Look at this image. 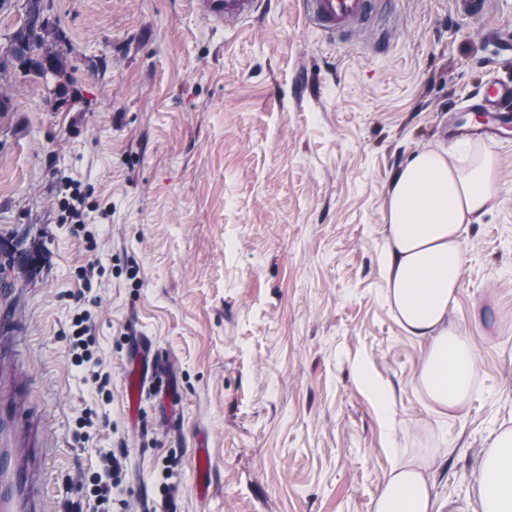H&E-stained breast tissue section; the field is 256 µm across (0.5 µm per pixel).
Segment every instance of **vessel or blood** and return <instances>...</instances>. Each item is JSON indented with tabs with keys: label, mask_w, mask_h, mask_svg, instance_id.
Wrapping results in <instances>:
<instances>
[{
	"label": "vessel or blood",
	"mask_w": 512,
	"mask_h": 512,
	"mask_svg": "<svg viewBox=\"0 0 512 512\" xmlns=\"http://www.w3.org/2000/svg\"><path fill=\"white\" fill-rule=\"evenodd\" d=\"M259 0H204L206 15L232 27L257 12ZM304 19L326 36L346 40L358 31H370L387 0H300ZM512 110V85H485L472 106L473 134L496 137L501 113ZM156 366H140L131 371L128 399L139 406L147 379ZM39 423L29 416L26 423L15 420L9 407L0 405V512H43L38 474ZM194 481L199 493H207L211 464L207 449L193 452Z\"/></svg>",
	"instance_id": "1"
}]
</instances>
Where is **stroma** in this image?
<instances>
[{
  "label": "stroma",
  "mask_w": 512,
  "mask_h": 512,
  "mask_svg": "<svg viewBox=\"0 0 512 512\" xmlns=\"http://www.w3.org/2000/svg\"><path fill=\"white\" fill-rule=\"evenodd\" d=\"M61 76L11 67L0 109V324L19 339L20 398L40 420L43 496L66 512L101 453L127 451L116 512H373L400 458L425 463L440 503L477 506L475 475L512 428V144H492L502 191L467 234L450 308L478 351L456 418L417 384L423 350L384 296L392 174L454 139L485 81L512 82V0H393L388 53L370 33L331 41L297 0H261L224 27L200 0H44ZM88 188L94 239L66 221V181ZM100 262L89 310L112 375L94 399L67 335L78 269ZM171 397L125 381L138 346ZM385 388L382 410L363 375ZM96 406L110 421L83 438ZM209 450L199 497L192 450Z\"/></svg>",
  "instance_id": "obj_1"
}]
</instances>
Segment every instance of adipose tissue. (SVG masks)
<instances>
[{
	"instance_id": "obj_1",
	"label": "adipose tissue",
	"mask_w": 512,
	"mask_h": 512,
	"mask_svg": "<svg viewBox=\"0 0 512 512\" xmlns=\"http://www.w3.org/2000/svg\"><path fill=\"white\" fill-rule=\"evenodd\" d=\"M498 195L489 147L475 150L464 165L442 147L408 155L394 171L385 201L387 301L406 335L425 345L417 383L444 418L465 409L477 379L474 347L449 308L467 262L468 228L493 209ZM476 482L480 512H512L511 428L495 435ZM432 486L418 463L394 465L374 512H441Z\"/></svg>"
}]
</instances>
